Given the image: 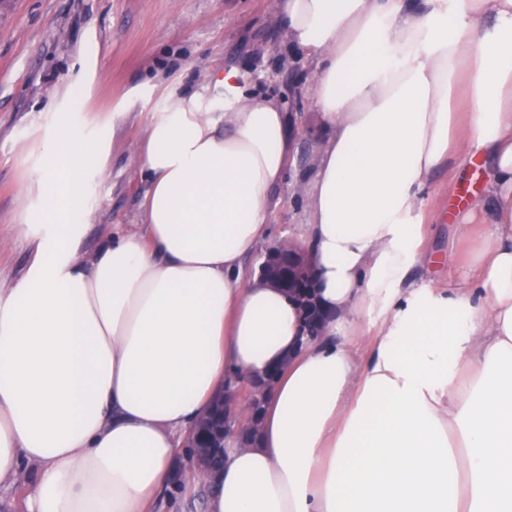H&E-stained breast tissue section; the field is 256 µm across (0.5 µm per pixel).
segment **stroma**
Returning a JSON list of instances; mask_svg holds the SVG:
<instances>
[{"mask_svg":"<svg viewBox=\"0 0 512 512\" xmlns=\"http://www.w3.org/2000/svg\"><path fill=\"white\" fill-rule=\"evenodd\" d=\"M280 0H0V283L23 277L33 244L21 224L35 141L55 119L49 107L73 93L87 133L109 120L104 172L90 184L82 252L91 257L117 225L139 220L145 189L136 146L158 105L157 86L215 93L233 68L247 93L277 100L293 145L270 245L306 223L302 187L324 132L310 110L312 59L288 41ZM457 191L447 171L422 194L432 248L451 253L446 214Z\"/></svg>","mask_w":512,"mask_h":512,"instance_id":"35a3bbf8","label":"stroma"}]
</instances>
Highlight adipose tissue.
Masks as SVG:
<instances>
[{
	"label": "adipose tissue",
	"mask_w": 512,
	"mask_h": 512,
	"mask_svg": "<svg viewBox=\"0 0 512 512\" xmlns=\"http://www.w3.org/2000/svg\"><path fill=\"white\" fill-rule=\"evenodd\" d=\"M315 60L326 132L302 194L323 340L245 267L270 236L288 116L229 69L169 88L137 145L138 224L81 252L100 140L50 128L26 190L38 228L0 286V491L24 512H155L176 466L203 512H512V0H282ZM485 162L454 239L471 284L416 279L420 194ZM280 367L256 443L197 472L184 435L227 387Z\"/></svg>",
	"instance_id": "1"
}]
</instances>
